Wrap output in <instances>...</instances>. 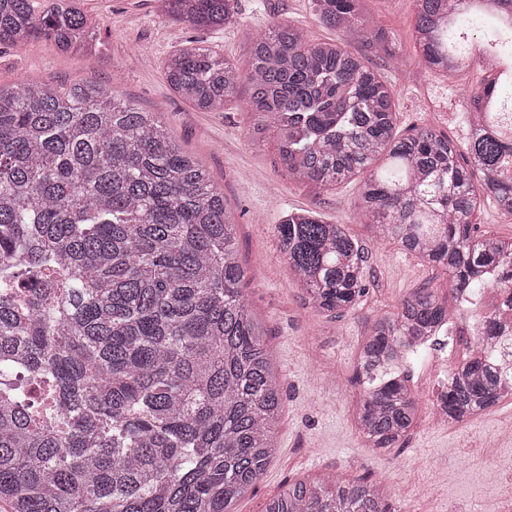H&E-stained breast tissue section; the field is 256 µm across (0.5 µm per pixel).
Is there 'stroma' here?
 I'll return each instance as SVG.
<instances>
[{
	"mask_svg": "<svg viewBox=\"0 0 512 512\" xmlns=\"http://www.w3.org/2000/svg\"><path fill=\"white\" fill-rule=\"evenodd\" d=\"M375 23L391 32L400 50L371 63L390 84L397 129L429 125L462 143L470 132L465 92L486 74L475 68L450 78L418 66L412 0H366ZM96 20L97 55L64 53L43 39L0 45V85L18 79L66 86L93 81L138 107L156 112L182 149L197 157L223 190L236 222L244 270L243 295L260 320L278 371L283 409L273 429L275 457L263 477L231 506L263 512L288 482L342 476L383 481L399 512H512V398L472 423L435 426L429 405L438 389L419 377L408 387L418 399L417 421L400 447L378 454L366 448L355 426L359 396L358 352L371 321L394 312L413 289L433 288L454 321L451 362L461 361L478 338L497 295L484 293L460 306L440 269L374 235L356 204L363 178L319 190L288 177L273 142L252 143L245 102L201 112L175 93L164 77L168 58L193 40L205 41L239 67H247L250 37L277 20L302 26L314 39L334 38L314 19L309 0H239L237 26L197 31L173 21L157 0H82ZM313 209L346 225L368 255L367 289L355 308L336 317L316 311L288 271L273 227L283 212ZM493 450H486V443ZM501 474L493 480L488 467Z\"/></svg>",
	"mask_w": 512,
	"mask_h": 512,
	"instance_id": "obj_1",
	"label": "stroma"
}]
</instances>
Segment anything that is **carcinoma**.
Listing matches in <instances>:
<instances>
[{"label":"carcinoma","instance_id":"cac0c4a2","mask_svg":"<svg viewBox=\"0 0 512 512\" xmlns=\"http://www.w3.org/2000/svg\"><path fill=\"white\" fill-rule=\"evenodd\" d=\"M365 0H311L316 41L278 20L250 39L241 70L189 46L165 77L195 109L213 112L248 89L250 137L271 136L292 179L329 189L369 173L359 214L376 235L446 272L462 304L491 289L498 308L439 396L447 421L483 412L512 385V239L476 233L481 198L512 216V80L473 87L471 133L459 146L432 126L396 134L390 85L365 55L394 56ZM426 67L450 76L471 53L464 19L491 16L482 61L512 64V0L461 11L457 0H413ZM194 28L239 23L238 0H161ZM45 39L93 53L98 26L80 0H0V45ZM273 232L298 285L321 313L342 315L365 293L367 254L338 222L289 211ZM235 222L206 169L154 112L87 81L57 89L0 86V503L8 512H229L273 458L282 392L262 325L244 299ZM448 322L432 288L376 318L359 366L379 378L359 391L367 447H398L417 420L406 378L389 375L402 347ZM264 512H393L384 485L300 479Z\"/></svg>","mask_w":512,"mask_h":512}]
</instances>
